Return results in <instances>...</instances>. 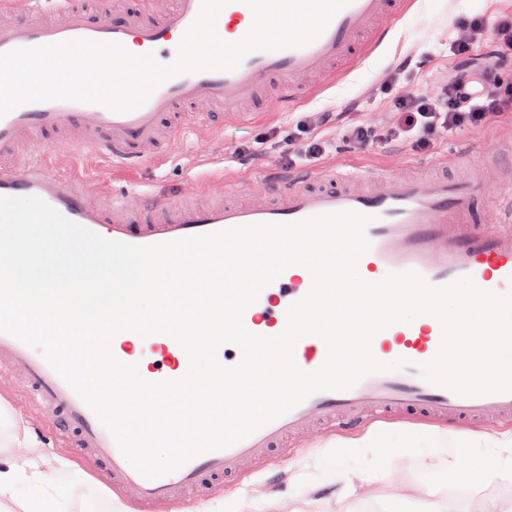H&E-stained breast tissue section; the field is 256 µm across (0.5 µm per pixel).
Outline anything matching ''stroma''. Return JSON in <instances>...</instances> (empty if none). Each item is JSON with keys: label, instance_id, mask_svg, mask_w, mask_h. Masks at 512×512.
Segmentation results:
<instances>
[{"label": "stroma", "instance_id": "1", "mask_svg": "<svg viewBox=\"0 0 512 512\" xmlns=\"http://www.w3.org/2000/svg\"><path fill=\"white\" fill-rule=\"evenodd\" d=\"M510 14L512 0H404L402 13L394 20L387 38L377 44L367 43L360 60L338 66L334 75L310 83L298 102L287 109L261 104L246 121L187 113L176 136L154 158L135 164L112 161L110 156L79 144H56L50 135L33 147L32 153L44 158L55 172L97 184L104 194L119 200L137 195L174 196L188 178L198 175L245 186L267 174L285 173L288 128L298 120L313 121L319 113L332 112L340 120L365 118L384 123L389 99L378 88L384 73L404 65L400 85L430 90L446 81L453 70L456 60L452 45L461 28L474 18L490 25ZM257 144L265 148L263 163L251 162L237 152L238 147ZM455 148L486 152V192L478 199L477 209L489 213L499 195L512 186V107L505 108L495 121L435 140L424 151L404 149L395 155L376 146L343 150L330 157L325 166L356 165L371 172L398 166L410 173L470 177V169L452 157ZM388 423L410 429H437L449 445L437 457L390 455L377 480L370 476V457L354 460L352 466L364 480L357 495L346 502L349 512H416L417 492L421 489L447 500L450 512H476L482 502L512 498V478L486 484L469 477L459 483L448 472L457 438L512 428V419L488 415L474 421L451 422L403 414L389 418ZM17 424L31 428L43 447L70 461L83 475L80 484L68 488L60 512H94L98 501L111 494L108 478L97 462L80 450L62 414L36 406L22 373L0 367V441H10ZM335 437V431L329 429H310L289 441L277 459L249 468L238 480L194 494L167 512H286L289 497L299 493L302 484L311 478L312 471L305 466L307 456ZM386 482L396 486V499L381 497L380 487Z\"/></svg>", "mask_w": 512, "mask_h": 512}]
</instances>
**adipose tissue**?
<instances>
[{"label": "adipose tissue", "instance_id": "obj_1", "mask_svg": "<svg viewBox=\"0 0 512 512\" xmlns=\"http://www.w3.org/2000/svg\"><path fill=\"white\" fill-rule=\"evenodd\" d=\"M21 441L29 450L21 461L15 460L9 445L0 446V512H51L57 497L61 496L60 486L47 482L45 469L56 466L57 470L70 468L68 460L48 454L30 429H22ZM334 451L324 456L320 465L329 470L337 467L340 457L356 448H388L420 453L439 454L443 441L434 430H410L370 426L350 436L336 437L332 442ZM485 448V455H478V448ZM458 454L472 457V475L491 484L504 475L512 473V429L496 434L474 433L457 441ZM27 475L38 494L34 497L18 495L16 483L19 475Z\"/></svg>", "mask_w": 512, "mask_h": 512}]
</instances>
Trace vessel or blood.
I'll use <instances>...</instances> for the list:
<instances>
[{"mask_svg": "<svg viewBox=\"0 0 512 512\" xmlns=\"http://www.w3.org/2000/svg\"><path fill=\"white\" fill-rule=\"evenodd\" d=\"M199 6L200 0H142L140 9L96 19L76 0H51L34 19L5 9L0 11V53L85 38L117 41L132 53L151 52L168 63ZM401 7L402 0H351L313 43L251 53L231 72L174 78L128 113L71 101L23 105L0 118V196L40 197L70 221L106 239L134 245L354 210L375 217L367 228L371 249L359 261L367 280L414 270L436 285L468 275L480 288L510 291L512 196L499 199L504 226L496 235H486L475 217V202L483 190L477 180L406 172L378 175L349 168L328 175L295 174L279 181L264 177L238 191L190 189L179 199L155 204L142 197L104 198L84 182L52 171L44 161L21 157L27 141L49 132L73 136L116 160H141L174 137V130L164 127L166 117L208 108L243 116L245 105L263 98L272 81L279 85L278 104L292 102L312 78L329 76L338 65L359 58L366 35L385 38L389 33L385 20L395 18ZM251 23L250 9L242 0H231L219 14L216 29L222 39L232 42L242 38ZM310 286V276L284 270L278 291L263 290L245 311L246 329L264 336L281 333L288 308ZM440 336L439 323L429 316L420 326L389 327L374 338V355L385 362L403 357L410 360V367L369 375L347 391L316 393L246 439L156 479L143 477L127 462L110 433L39 351L0 333V363L22 370L36 400L64 415L113 485L134 490L138 512H156L203 483L216 485L238 477L248 464L271 456L285 438L317 420L351 423L368 407L385 414L452 420H470L488 412L512 417V394L461 397L422 379L417 366L434 356ZM112 349L123 362L149 350L160 353L163 364L152 369L157 381L179 378L188 369L186 353L168 336L143 338L123 332L115 337ZM326 355L325 343L309 337L302 338L294 352L298 367L308 372L318 369Z\"/></svg>", "mask_w": 512, "mask_h": 512, "instance_id": "obj_1", "label": "vessel or blood"}]
</instances>
